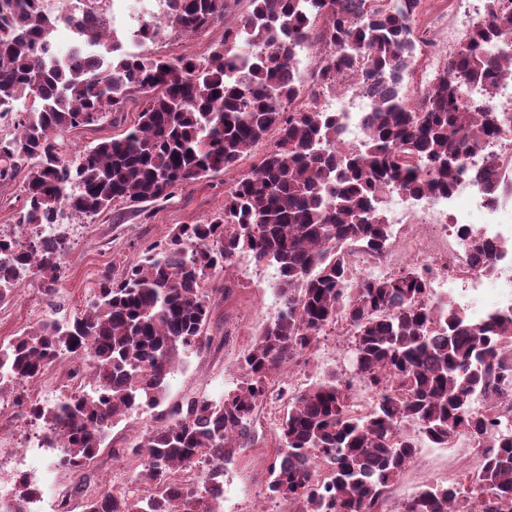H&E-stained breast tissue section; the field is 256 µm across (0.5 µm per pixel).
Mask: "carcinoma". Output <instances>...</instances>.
I'll return each mask as SVG.
<instances>
[{"mask_svg": "<svg viewBox=\"0 0 512 512\" xmlns=\"http://www.w3.org/2000/svg\"><path fill=\"white\" fill-rule=\"evenodd\" d=\"M162 20L141 24L143 39L165 32H204L239 0H170ZM240 26L207 57L131 55L119 51L102 15L67 64L52 60L64 23L44 0H0V119L15 126L0 138V182L22 178L18 224H52L50 242L22 232L0 238V302L15 296L22 276L58 294L70 247L60 229L74 215H98L169 198L210 174L235 170L268 136L257 165L236 174L220 210L202 224H179L119 277L104 271L88 309L72 320H40L0 341V396L57 433L64 463L80 470L101 448L103 430L166 397L179 352L202 350L210 307L205 282L243 253L276 268L282 309L241 362L243 381L217 400L189 398L165 424L130 449L142 495L104 481L84 512H218L224 465L254 443V412L276 376L313 351L326 328L350 326L352 371L378 399L354 414L333 374L293 394L276 427L277 460L269 496L289 512H385L390 487L414 461V440L394 426L408 423L433 448L458 434L479 439L487 414L480 391L512 373L501 341L512 339V308L479 319L426 301L418 269L359 277L355 286L344 247L382 253L391 243L386 198L447 193L465 171L464 157L512 133V115L487 103L500 75L512 74V8L487 0L485 23L469 34L447 68L415 99L401 83L416 52L418 0H250ZM322 50L310 84L324 87L348 71L377 89L365 141L339 150L336 114L292 107L308 87L291 70L292 46ZM141 105L135 125L73 151L67 133L95 126ZM471 253L491 269L498 252L480 237ZM63 357L75 364L73 390L50 406L26 398L27 385ZM512 503V427L484 451L472 481L429 484L401 512H501Z\"/></svg>", "mask_w": 512, "mask_h": 512, "instance_id": "1", "label": "carcinoma"}]
</instances>
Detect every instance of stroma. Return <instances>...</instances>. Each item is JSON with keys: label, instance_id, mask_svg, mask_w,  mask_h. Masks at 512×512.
I'll return each mask as SVG.
<instances>
[{"label": "stroma", "instance_id": "obj_1", "mask_svg": "<svg viewBox=\"0 0 512 512\" xmlns=\"http://www.w3.org/2000/svg\"><path fill=\"white\" fill-rule=\"evenodd\" d=\"M249 10V0H240L233 13L206 32L189 39L173 34L162 42L145 43L140 51L168 58L207 56L211 46L223 40L225 27L240 25ZM229 187V177L219 173L184 186L169 200L147 204L142 210L128 208L94 217H73L70 224L80 228L81 237L63 260L60 300L65 304L64 318H73L86 309L103 270L118 272L125 264L139 260L147 246L164 241L175 225L206 222L223 204ZM206 292L211 307L206 333L212 344L205 350L181 352L178 365L167 378L164 403L114 424L109 438L84 470L55 468L60 496L67 499L70 512H83L82 486L108 479L124 484L127 448L164 423L173 405L189 397L218 398L234 390L242 381L241 359L282 308L275 268L256 264L245 254L232 268L208 280ZM49 310L39 283L24 280L15 297L0 304V340L20 335ZM350 340L348 326L336 324L327 330L314 354L297 360V368L305 370L313 381L327 373L344 375L349 368ZM257 435L254 445L238 449L226 467L223 512H264L267 506L266 486L277 439L274 429L263 421L257 424ZM480 468V457L460 461L452 448L427 449L425 459L404 470L392 486L387 512H400L404 500L423 485H447Z\"/></svg>", "mask_w": 512, "mask_h": 512}]
</instances>
